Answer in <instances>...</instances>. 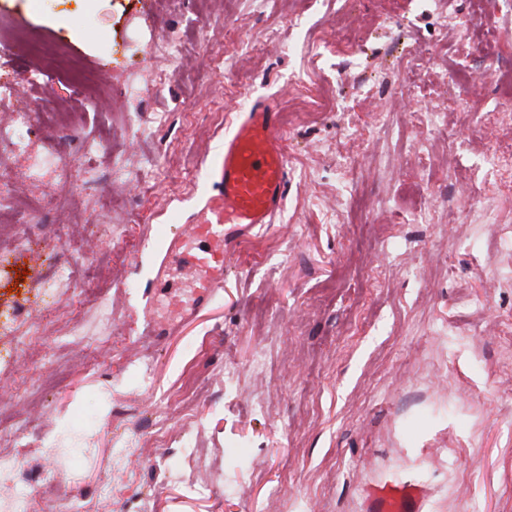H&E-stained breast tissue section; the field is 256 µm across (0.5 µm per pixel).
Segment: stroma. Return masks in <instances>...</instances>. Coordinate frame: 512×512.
I'll return each mask as SVG.
<instances>
[{"instance_id":"35a3bbf8","label":"stroma","mask_w":512,"mask_h":512,"mask_svg":"<svg viewBox=\"0 0 512 512\" xmlns=\"http://www.w3.org/2000/svg\"><path fill=\"white\" fill-rule=\"evenodd\" d=\"M0 25V81L40 105L28 153L0 139V174L45 203L56 176L29 182L30 155L73 154L81 183L76 222L0 228V318L45 329L0 335V406L29 423L0 438L25 451L0 512L19 484L32 512H363L386 478L426 512H512V176L488 163L512 152V104L487 73L512 70V0H0ZM259 98L283 208L151 341L160 234L201 209ZM48 352L66 377L35 398Z\"/></svg>"}]
</instances>
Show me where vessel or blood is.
<instances>
[{
	"mask_svg": "<svg viewBox=\"0 0 512 512\" xmlns=\"http://www.w3.org/2000/svg\"><path fill=\"white\" fill-rule=\"evenodd\" d=\"M211 177L215 189L188 229L165 238L156 269L159 301L148 307V333L170 335L207 306L224 284L237 239L271 223L286 194V152L274 104L253 102L231 135ZM426 493L412 482H384L365 491V512H423Z\"/></svg>",
	"mask_w": 512,
	"mask_h": 512,
	"instance_id": "obj_1",
	"label": "vessel or blood"
}]
</instances>
